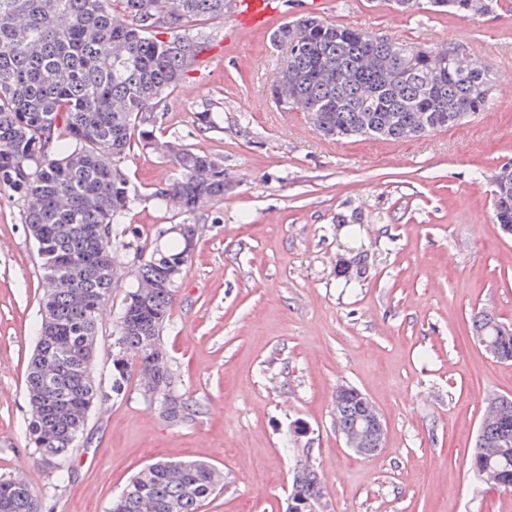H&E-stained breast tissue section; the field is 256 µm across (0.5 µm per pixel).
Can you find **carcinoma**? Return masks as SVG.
<instances>
[{"label":"carcinoma","mask_w":512,"mask_h":512,"mask_svg":"<svg viewBox=\"0 0 512 512\" xmlns=\"http://www.w3.org/2000/svg\"><path fill=\"white\" fill-rule=\"evenodd\" d=\"M440 12L483 14L497 0H432ZM228 0H0V187L21 203L42 272L45 313L36 328L50 350L31 357L25 379L26 433L44 456L64 464L103 397L85 373V339L98 334L119 250L114 226L142 200L172 203L190 215L224 200V163L154 135L158 112L209 46L197 23L224 17ZM288 61L269 87L276 106L302 112L323 135L403 140L460 125L485 111L493 85L485 66L452 48L421 49L392 38L307 16L281 24L271 37ZM174 160L178 175L142 197L124 164L136 145ZM495 223L512 226V163L492 176ZM176 245L154 249L135 267L136 288L118 317L120 360L112 361V392L131 372L143 392L185 403L161 342L178 280L198 228L181 224ZM489 311L471 318L492 357L512 361V333ZM336 425L364 423L373 403L346 386L332 400ZM471 451L476 473L491 468L494 486L512 490V398L486 408ZM288 512H323L327 489L306 460L297 462ZM221 471L198 460L158 461L141 469L110 512H200L222 486ZM13 512H42L32 487L0 478V501Z\"/></svg>","instance_id":"carcinoma-1"}]
</instances>
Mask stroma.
I'll return each instance as SVG.
<instances>
[{
	"mask_svg": "<svg viewBox=\"0 0 512 512\" xmlns=\"http://www.w3.org/2000/svg\"><path fill=\"white\" fill-rule=\"evenodd\" d=\"M310 12L421 48H464L493 82L489 107L406 141L325 138L268 94L283 64L273 26ZM201 26L217 53L166 98L155 136L221 159L224 199L188 216L147 202L119 227L147 254L164 244L161 230L199 228L163 334L189 408L168 422L134 373L111 391L116 319L134 284V255L121 252L93 367L107 399L90 412L68 479L45 463L26 438L41 272L20 207L0 189V476L22 477L43 512H109L145 465L198 459L224 472L201 512H285L305 448L331 512H512V491L480 484L470 469L487 397H512V362L470 332L480 308L512 323V236L490 202L491 175L512 162V0L473 17L428 0L414 16L392 0L311 10L288 0L269 28ZM201 112L217 128L200 130ZM125 167L142 194L177 175L151 149L131 151ZM342 385L384 420L373 457L349 451L336 429Z\"/></svg>",
	"mask_w": 512,
	"mask_h": 512,
	"instance_id": "obj_1",
	"label": "stroma"
}]
</instances>
